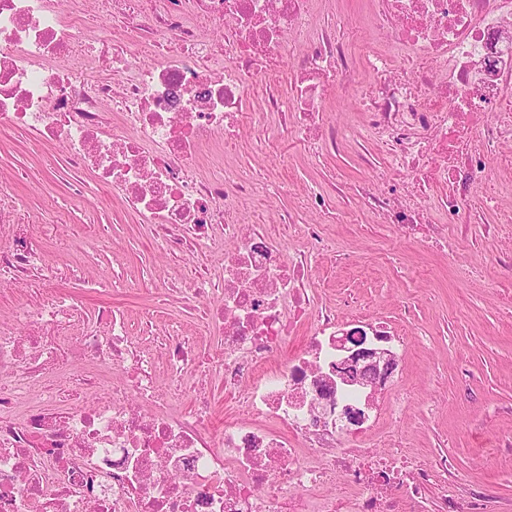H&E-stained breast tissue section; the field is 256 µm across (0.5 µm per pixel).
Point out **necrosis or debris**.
Instances as JSON below:
<instances>
[{
  "label": "necrosis or debris",
  "instance_id": "necrosis-or-debris-1",
  "mask_svg": "<svg viewBox=\"0 0 512 512\" xmlns=\"http://www.w3.org/2000/svg\"><path fill=\"white\" fill-rule=\"evenodd\" d=\"M316 4L0 0V128L61 146L169 251L220 253L209 274L156 295L202 309L224 343L200 354L174 324L149 352L111 305L88 316L85 293L60 290L66 271L40 263L0 178V278L44 288L0 316V512H488L487 498L447 493V463L374 455L382 422L403 412L400 392L341 381L339 337L384 339L398 360L408 342L316 304L310 258L329 246L320 224L281 216L302 250L246 228L244 201L287 185L197 162L266 135L271 114L279 139L311 159L338 150L351 132L323 105L363 65V129L386 164L361 198L405 241L436 246L476 204L497 207L492 173L512 169V0H368L362 27L339 14L320 24ZM271 72L288 96L264 86ZM210 375L236 403L220 430L205 393L192 410L179 403ZM338 408L360 423L321 422Z\"/></svg>",
  "mask_w": 512,
  "mask_h": 512
}]
</instances>
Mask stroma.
Wrapping results in <instances>:
<instances>
[{"label":"stroma","instance_id":"35a3bbf8","mask_svg":"<svg viewBox=\"0 0 512 512\" xmlns=\"http://www.w3.org/2000/svg\"><path fill=\"white\" fill-rule=\"evenodd\" d=\"M245 174L287 182L279 203L298 211L294 191L322 187L333 202L323 230L336 247L314 261L310 283L320 302H350L351 316L382 321L407 336L398 386L407 396L396 424L383 425L378 445L393 439L428 463L447 460L462 487L484 493L492 512H512V447L491 437L512 436V277L491 268L478 276L466 266L474 254L512 243V207L475 210L458 224L444 250L404 241L366 209L355 187L384 160L374 140H352L315 164L291 141L277 153L245 140L226 149ZM0 172L19 174L13 191L34 226L33 243L49 266L80 265L83 285L117 281L112 306L140 334L152 288L177 278L182 256L167 253L155 230L137 223L95 181L83 198L69 190L61 150L36 134L0 129Z\"/></svg>","mask_w":512,"mask_h":512}]
</instances>
